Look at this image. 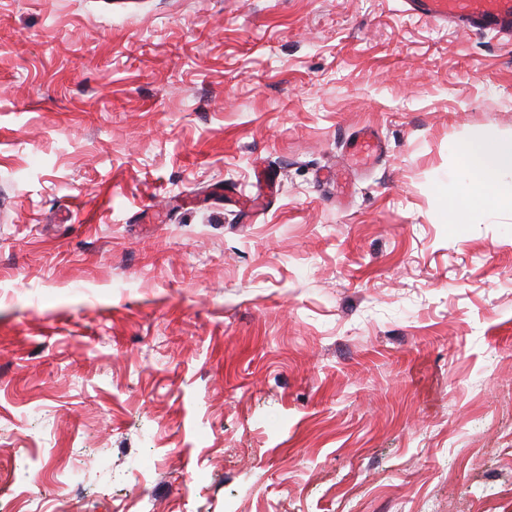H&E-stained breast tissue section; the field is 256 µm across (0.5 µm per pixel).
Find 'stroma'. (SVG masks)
<instances>
[{
  "instance_id": "stroma-1",
  "label": "stroma",
  "mask_w": 512,
  "mask_h": 512,
  "mask_svg": "<svg viewBox=\"0 0 512 512\" xmlns=\"http://www.w3.org/2000/svg\"><path fill=\"white\" fill-rule=\"evenodd\" d=\"M511 136L404 0H0V512H512ZM462 162L463 188L448 196V221L452 224H483L497 210H512V138L487 145L464 143L455 147Z\"/></svg>"
}]
</instances>
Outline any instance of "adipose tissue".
<instances>
[{
	"label": "adipose tissue",
	"mask_w": 512,
	"mask_h": 512,
	"mask_svg": "<svg viewBox=\"0 0 512 512\" xmlns=\"http://www.w3.org/2000/svg\"><path fill=\"white\" fill-rule=\"evenodd\" d=\"M455 151L463 187L448 198L449 223L482 224L500 208H512V138L464 143Z\"/></svg>",
	"instance_id": "ef3b65f1"
}]
</instances>
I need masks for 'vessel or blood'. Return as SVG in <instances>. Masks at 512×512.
<instances>
[{"label": "vessel or blood", "mask_w": 512, "mask_h": 512, "mask_svg": "<svg viewBox=\"0 0 512 512\" xmlns=\"http://www.w3.org/2000/svg\"><path fill=\"white\" fill-rule=\"evenodd\" d=\"M410 11L458 27L512 39V0H406Z\"/></svg>", "instance_id": "obj_1"}]
</instances>
